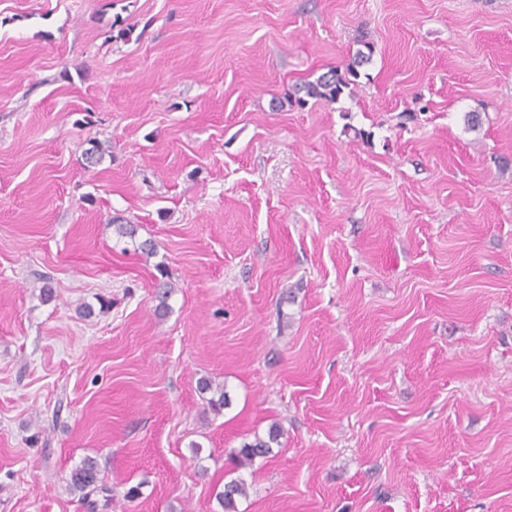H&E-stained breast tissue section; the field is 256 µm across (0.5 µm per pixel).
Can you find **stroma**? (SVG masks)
I'll list each match as a JSON object with an SVG mask.
<instances>
[{"label": "stroma", "instance_id": "1", "mask_svg": "<svg viewBox=\"0 0 512 512\" xmlns=\"http://www.w3.org/2000/svg\"><path fill=\"white\" fill-rule=\"evenodd\" d=\"M87 458L103 512H512V0H0V512ZM366 51L359 49L352 61L341 72L336 68L320 75L315 81H309L299 88L288 91V103L303 107L308 99L337 101L346 89H350L355 80L359 77L358 68L368 63L373 55V45L369 42L363 43ZM303 93L301 96L300 94ZM281 434V427L275 424L269 428L267 440L255 437L252 442L244 443L237 452L238 466L246 468L257 458H267L272 452L271 444L278 443ZM248 484L242 477L225 482L223 490L216 494V499L224 512H237V498L247 497Z\"/></svg>", "mask_w": 512, "mask_h": 512}]
</instances>
